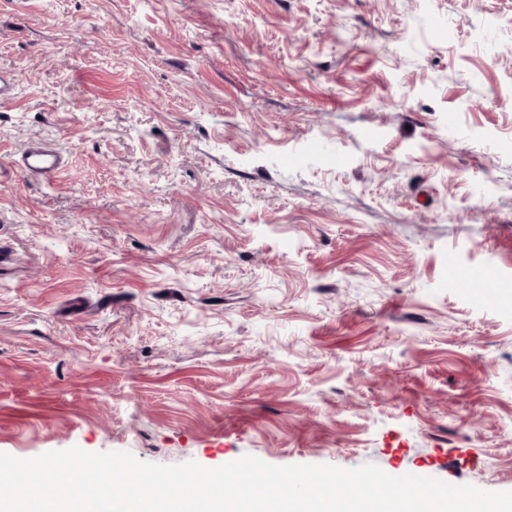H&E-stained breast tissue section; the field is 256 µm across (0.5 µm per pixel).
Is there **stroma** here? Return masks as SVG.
I'll return each instance as SVG.
<instances>
[{
	"mask_svg": "<svg viewBox=\"0 0 512 512\" xmlns=\"http://www.w3.org/2000/svg\"><path fill=\"white\" fill-rule=\"evenodd\" d=\"M0 72V452L512 490V0H0ZM63 157L52 147L33 142L15 161V165L26 174L50 177L63 166Z\"/></svg>",
	"mask_w": 512,
	"mask_h": 512,
	"instance_id": "stroma-1",
	"label": "stroma"
}]
</instances>
